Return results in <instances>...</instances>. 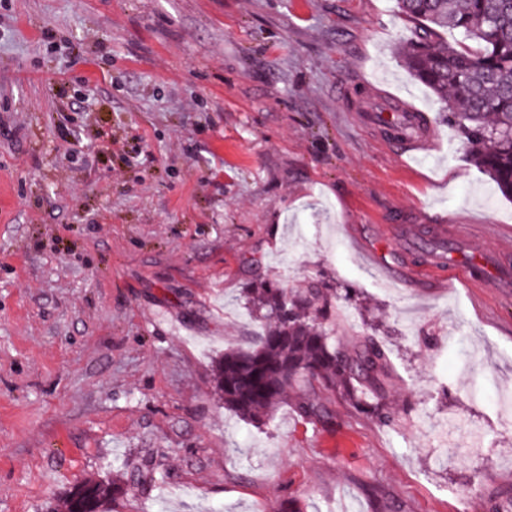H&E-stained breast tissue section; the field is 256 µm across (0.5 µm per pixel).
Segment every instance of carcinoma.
I'll return each instance as SVG.
<instances>
[{
  "mask_svg": "<svg viewBox=\"0 0 512 512\" xmlns=\"http://www.w3.org/2000/svg\"><path fill=\"white\" fill-rule=\"evenodd\" d=\"M417 25L403 46V65L445 104V118L469 145L470 160L512 198V0H397ZM452 29L475 43L451 44ZM262 331L247 349H228L212 365L224 408L260 423L289 400L298 416L323 427L334 423L327 397L373 423L392 428L387 399L391 362L372 336L344 346L331 323L340 296L324 283L288 288L271 278L243 289ZM122 485L114 479L75 485L60 501L66 512H99Z\"/></svg>",
  "mask_w": 512,
  "mask_h": 512,
  "instance_id": "cac0c4a2",
  "label": "carcinoma"
}]
</instances>
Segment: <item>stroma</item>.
Instances as JSON below:
<instances>
[{
    "mask_svg": "<svg viewBox=\"0 0 512 512\" xmlns=\"http://www.w3.org/2000/svg\"><path fill=\"white\" fill-rule=\"evenodd\" d=\"M414 36L396 0H0V512L105 477L103 512H485L512 488V296L414 275L380 231L468 228L457 265L512 247V199L400 63ZM412 108L414 159L360 118ZM266 278L370 302L334 329L390 348L395 427L225 409L212 361L254 341Z\"/></svg>",
    "mask_w": 512,
    "mask_h": 512,
    "instance_id": "obj_1",
    "label": "stroma"
}]
</instances>
